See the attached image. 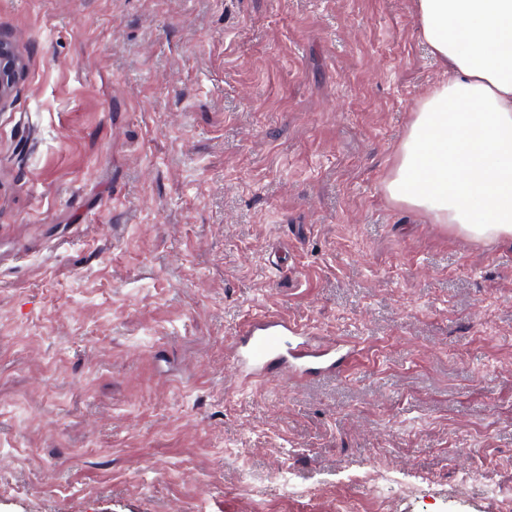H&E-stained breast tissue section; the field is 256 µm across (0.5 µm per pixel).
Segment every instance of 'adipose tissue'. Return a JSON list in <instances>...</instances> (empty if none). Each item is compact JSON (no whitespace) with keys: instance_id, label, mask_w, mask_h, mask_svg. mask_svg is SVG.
Returning a JSON list of instances; mask_svg holds the SVG:
<instances>
[{"instance_id":"1","label":"adipose tissue","mask_w":512,"mask_h":512,"mask_svg":"<svg viewBox=\"0 0 512 512\" xmlns=\"http://www.w3.org/2000/svg\"><path fill=\"white\" fill-rule=\"evenodd\" d=\"M448 76L420 100L389 197L473 239L512 236V0H416Z\"/></svg>"}]
</instances>
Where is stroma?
I'll return each instance as SVG.
<instances>
[{
  "mask_svg": "<svg viewBox=\"0 0 512 512\" xmlns=\"http://www.w3.org/2000/svg\"><path fill=\"white\" fill-rule=\"evenodd\" d=\"M0 38V512H512V239L385 192L442 77L414 0H0ZM262 314L350 363L238 391ZM20 69L21 64L10 45L0 40V105L11 95Z\"/></svg>",
  "mask_w": 512,
  "mask_h": 512,
  "instance_id": "obj_1",
  "label": "stroma"
}]
</instances>
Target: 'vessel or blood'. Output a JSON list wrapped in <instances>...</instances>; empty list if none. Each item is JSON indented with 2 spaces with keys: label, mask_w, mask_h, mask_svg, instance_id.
I'll return each mask as SVG.
<instances>
[{
  "label": "vessel or blood",
  "mask_w": 512,
  "mask_h": 512,
  "mask_svg": "<svg viewBox=\"0 0 512 512\" xmlns=\"http://www.w3.org/2000/svg\"><path fill=\"white\" fill-rule=\"evenodd\" d=\"M236 380L245 387L270 376L300 381L336 367V348L314 345L310 334L283 317L256 318L234 341Z\"/></svg>",
  "instance_id": "obj_1"
}]
</instances>
